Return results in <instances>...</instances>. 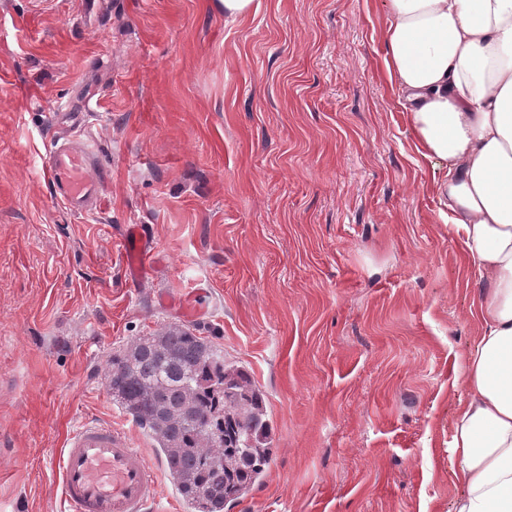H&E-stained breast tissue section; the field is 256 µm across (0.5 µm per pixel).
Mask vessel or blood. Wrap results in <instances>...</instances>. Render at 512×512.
Returning a JSON list of instances; mask_svg holds the SVG:
<instances>
[{
  "instance_id": "vessel-or-blood-1",
  "label": "vessel or blood",
  "mask_w": 512,
  "mask_h": 512,
  "mask_svg": "<svg viewBox=\"0 0 512 512\" xmlns=\"http://www.w3.org/2000/svg\"><path fill=\"white\" fill-rule=\"evenodd\" d=\"M80 119L55 136L41 156L42 175L54 204L75 214L95 213L106 171L95 149L84 141ZM120 241L131 280L154 264L155 250L142 225L126 224ZM51 466L60 484V512H154L160 470L123 429L95 419L79 424Z\"/></svg>"
}]
</instances>
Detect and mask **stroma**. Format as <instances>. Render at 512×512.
<instances>
[{"label": "stroma", "instance_id": "1", "mask_svg": "<svg viewBox=\"0 0 512 512\" xmlns=\"http://www.w3.org/2000/svg\"><path fill=\"white\" fill-rule=\"evenodd\" d=\"M215 2L0 0V512H57L49 459L85 419L161 458L104 370L174 324L266 398L270 461L225 512H448L484 283L398 104L384 0ZM60 112L112 173L94 220L38 170ZM122 224L155 247L143 282Z\"/></svg>", "mask_w": 512, "mask_h": 512}]
</instances>
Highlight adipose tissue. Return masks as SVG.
Listing matches in <instances>:
<instances>
[{
    "label": "adipose tissue",
    "mask_w": 512,
    "mask_h": 512,
    "mask_svg": "<svg viewBox=\"0 0 512 512\" xmlns=\"http://www.w3.org/2000/svg\"><path fill=\"white\" fill-rule=\"evenodd\" d=\"M386 64L440 214L485 282L484 333L462 357L449 512H512V0H386Z\"/></svg>",
    "instance_id": "adipose-tissue-1"
}]
</instances>
